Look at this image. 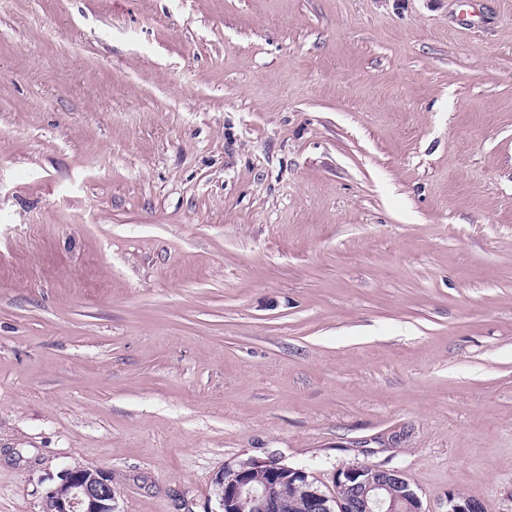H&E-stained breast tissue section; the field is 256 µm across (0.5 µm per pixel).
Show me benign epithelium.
Here are the masks:
<instances>
[{"instance_id":"7a95c632","label":"benign epithelium","mask_w":512,"mask_h":512,"mask_svg":"<svg viewBox=\"0 0 512 512\" xmlns=\"http://www.w3.org/2000/svg\"><path fill=\"white\" fill-rule=\"evenodd\" d=\"M298 481L309 487L311 512H393L396 502L386 496L389 486L405 489V512H422L418 495L410 488L404 474L377 466H352L336 473V489L348 493L329 497L312 488L314 481L303 468H291L263 461L250 460L238 468L226 467L215 477L220 487L217 512H236L243 502L254 505L255 512H280L283 486ZM49 512H114L112 479L101 471L66 468L59 483L44 499ZM448 512H484L476 499L448 498Z\"/></svg>"}]
</instances>
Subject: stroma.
<instances>
[{
	"label": "stroma",
	"instance_id": "obj_1",
	"mask_svg": "<svg viewBox=\"0 0 512 512\" xmlns=\"http://www.w3.org/2000/svg\"><path fill=\"white\" fill-rule=\"evenodd\" d=\"M246 459L512 512V0H0V512ZM59 480L45 496L48 512H114L112 479L103 472L66 468Z\"/></svg>",
	"mask_w": 512,
	"mask_h": 512
}]
</instances>
